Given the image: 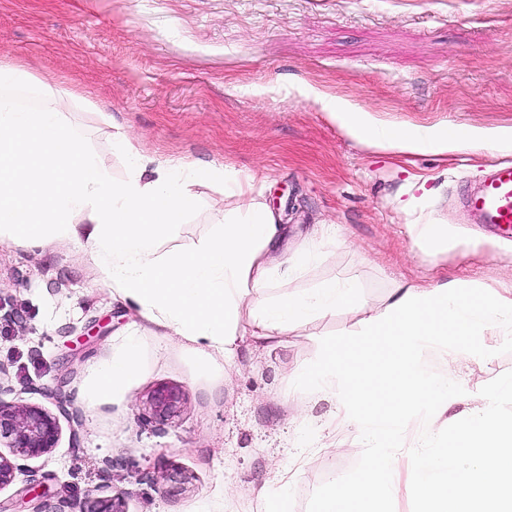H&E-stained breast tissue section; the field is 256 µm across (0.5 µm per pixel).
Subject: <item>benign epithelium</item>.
I'll return each instance as SVG.
<instances>
[{
  "instance_id": "1",
  "label": "benign epithelium",
  "mask_w": 512,
  "mask_h": 512,
  "mask_svg": "<svg viewBox=\"0 0 512 512\" xmlns=\"http://www.w3.org/2000/svg\"><path fill=\"white\" fill-rule=\"evenodd\" d=\"M183 394L177 387L157 386L150 405L155 416L163 419L175 414ZM61 434L58 417L37 406L16 407L0 400V445L10 449L17 459L37 458L56 447ZM16 464L0 455V489L15 478Z\"/></svg>"
}]
</instances>
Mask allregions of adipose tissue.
Wrapping results in <instances>:
<instances>
[{
	"mask_svg": "<svg viewBox=\"0 0 512 512\" xmlns=\"http://www.w3.org/2000/svg\"><path fill=\"white\" fill-rule=\"evenodd\" d=\"M32 82L25 69L0 66V244L77 242L113 294L133 304L142 322L181 337L205 368L220 361L234 367L242 339L269 347L336 311L358 316L357 329L326 342L319 361L291 379L293 390L334 394L339 425L372 450L317 512H388L395 451L408 444L421 512H512V414L488 406L452 430L438 428L461 389L422 360L429 351L481 352L490 330L512 342L511 289L486 294L466 280H403L373 307L351 280L337 278L307 293L263 298L282 226L256 200L251 177L215 165L154 162L120 133L126 174L114 179L65 112L17 103L14 89ZM302 93L379 150L445 152L480 138L453 125L382 124L316 87ZM215 182L239 200L223 230L199 249L161 254L159 230L184 223L198 206L197 186ZM138 344L137 336L126 337L121 353L99 367L100 392L121 394L137 382Z\"/></svg>",
	"mask_w": 512,
	"mask_h": 512,
	"instance_id": "obj_1",
	"label": "adipose tissue"
}]
</instances>
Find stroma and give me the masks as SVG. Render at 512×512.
<instances>
[{
	"mask_svg": "<svg viewBox=\"0 0 512 512\" xmlns=\"http://www.w3.org/2000/svg\"><path fill=\"white\" fill-rule=\"evenodd\" d=\"M1 65L33 75L23 105L64 104L114 178L126 173L119 132L159 161L255 177L281 217L282 255L317 254L291 279L272 272L266 297L339 277L372 304L402 277L512 286V237L459 208L462 190L512 150L376 151L297 91L310 81L383 122L510 130L512 0H0ZM196 191V211L162 230V251L204 246L238 206L223 184ZM428 219L451 225L448 251L413 243L410 225ZM322 224L336 225L335 241L320 240ZM79 251L70 240L0 247V310L13 314L0 320V401L45 408L61 426L56 448L19 460L0 489L8 512H90L103 485L126 512H259L252 488L283 481L288 512H315L362 466L368 448L335 431V397L288 392L293 372L355 317L315 319L272 347L244 341L236 367L204 369L180 337L142 324ZM131 334L140 379L125 394L100 393V363ZM484 343V363L448 368L464 391L448 424L479 408L482 388L512 413V395L496 390L512 377V343ZM161 384L183 393L164 420L150 407ZM225 483L239 495L224 498Z\"/></svg>",
	"mask_w": 512,
	"mask_h": 512,
	"instance_id": "obj_1",
	"label": "stroma"
}]
</instances>
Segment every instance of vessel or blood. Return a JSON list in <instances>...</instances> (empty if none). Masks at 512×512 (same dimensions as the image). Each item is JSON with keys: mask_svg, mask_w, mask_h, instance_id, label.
<instances>
[{"mask_svg": "<svg viewBox=\"0 0 512 512\" xmlns=\"http://www.w3.org/2000/svg\"><path fill=\"white\" fill-rule=\"evenodd\" d=\"M462 202L483 223L512 234V161L492 164L477 188L463 192Z\"/></svg>", "mask_w": 512, "mask_h": 512, "instance_id": "obj_1", "label": "vessel or blood"}]
</instances>
